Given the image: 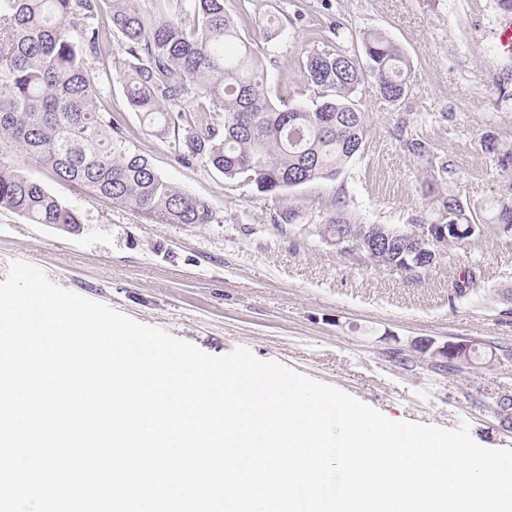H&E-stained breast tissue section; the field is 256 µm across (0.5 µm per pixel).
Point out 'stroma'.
<instances>
[{
	"label": "stroma",
	"mask_w": 512,
	"mask_h": 512,
	"mask_svg": "<svg viewBox=\"0 0 512 512\" xmlns=\"http://www.w3.org/2000/svg\"><path fill=\"white\" fill-rule=\"evenodd\" d=\"M305 16L287 20L289 0H225L233 14L280 19L265 44L267 86L276 102L312 107L303 63L312 49L348 50L334 27L379 29L411 61L410 91L396 105L372 82L357 98L368 125L366 151L333 179L280 195L226 180L178 160L127 105L115 79L129 58L120 36L91 55V76L103 106L157 172L178 188L206 198L209 224H157L136 211L90 197L48 169L16 159L83 225L69 234L0 210V282L9 264L42 267L54 284L105 304L133 320L170 332L211 356L243 346L259 360L329 383L393 421L443 428L468 422L486 448L512 447V430L491 407L499 388H512V360L479 362L454 374L432 369L410 343L465 338L486 348L512 344V235L486 234L453 243L419 280L341 255L318 232L321 218L343 209L358 222L404 229L428 217L423 192L427 163L407 152L400 129L423 135L434 156L451 159L468 205L497 196L500 171L480 148L489 132L512 142V54L496 32L499 0H304ZM295 207L297 226L279 214ZM477 286L457 296L463 267Z\"/></svg>",
	"instance_id": "35a3bbf8"
}]
</instances>
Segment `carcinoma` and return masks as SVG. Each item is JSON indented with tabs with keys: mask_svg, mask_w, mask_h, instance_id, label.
Wrapping results in <instances>:
<instances>
[{
	"mask_svg": "<svg viewBox=\"0 0 512 512\" xmlns=\"http://www.w3.org/2000/svg\"><path fill=\"white\" fill-rule=\"evenodd\" d=\"M0 0V146L5 145L79 185L92 196L165 224H210L209 202L172 186L145 155L121 135L116 117L97 106L99 90L87 54L98 53L111 32L121 35L128 68L119 74L127 102L161 138L174 134L179 160L244 179L265 194L334 179L365 151V115L356 93L370 77L380 96L395 105L408 93V55L385 32H348L365 61L346 51L315 50L304 76L316 88L315 108L275 105L269 97L262 51L242 30L256 25L261 39L278 37V18L232 16L224 0ZM224 112L214 126L181 108L185 99ZM412 155L431 161L420 136L405 140ZM481 150L496 157L503 173L500 197L469 207L448 193L454 164L440 159L425 180L438 203L436 224L448 225V243L512 232V143L488 133ZM0 209L31 224L78 234L76 211L63 204L0 153ZM332 239L365 236L377 228L339 209L320 224ZM413 254L382 249L371 265L409 272Z\"/></svg>",
	"mask_w": 512,
	"mask_h": 512,
	"instance_id": "carcinoma-1",
	"label": "carcinoma"
}]
</instances>
